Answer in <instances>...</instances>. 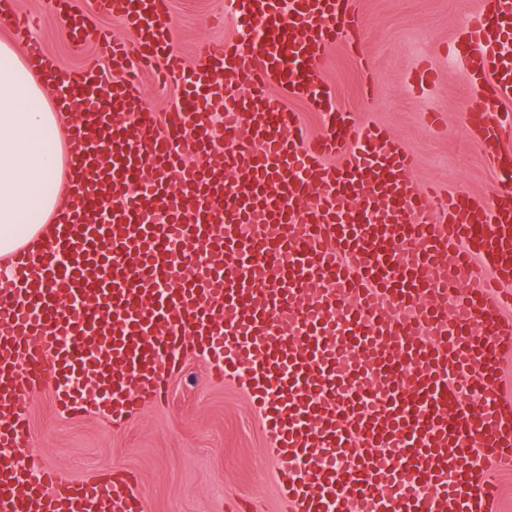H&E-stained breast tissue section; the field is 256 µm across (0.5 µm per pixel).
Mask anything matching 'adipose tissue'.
I'll list each match as a JSON object with an SVG mask.
<instances>
[{
	"instance_id": "obj_1",
	"label": "adipose tissue",
	"mask_w": 512,
	"mask_h": 512,
	"mask_svg": "<svg viewBox=\"0 0 512 512\" xmlns=\"http://www.w3.org/2000/svg\"><path fill=\"white\" fill-rule=\"evenodd\" d=\"M51 84L0 42V284L10 278V254L45 235L65 207L67 123L51 105Z\"/></svg>"
}]
</instances>
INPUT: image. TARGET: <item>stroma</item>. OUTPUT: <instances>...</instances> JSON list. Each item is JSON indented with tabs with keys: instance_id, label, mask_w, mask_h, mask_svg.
I'll return each instance as SVG.
<instances>
[{
	"instance_id": "1",
	"label": "stroma",
	"mask_w": 512,
	"mask_h": 512,
	"mask_svg": "<svg viewBox=\"0 0 512 512\" xmlns=\"http://www.w3.org/2000/svg\"><path fill=\"white\" fill-rule=\"evenodd\" d=\"M86 13V47L74 54L64 17L53 0H19L33 14L32 30L60 66L99 63L96 32H126L117 19L95 17L90 0H74ZM476 0H357L365 60L345 42L328 51L321 72L343 111L376 127L415 156L411 177L418 184L450 185L488 198L496 181L466 128L475 101L463 66L448 50ZM176 19L174 49L194 63L203 41L235 34L231 21L212 24L226 0H170ZM442 75L433 85L417 80L421 63ZM376 82L364 101L367 74ZM31 451L42 464L85 478L103 470L136 475L145 512H283L266 435L242 388L215 378L207 362L189 360L173 381L166 402L146 406L123 430L95 416L67 419L51 392L29 402Z\"/></svg>"
}]
</instances>
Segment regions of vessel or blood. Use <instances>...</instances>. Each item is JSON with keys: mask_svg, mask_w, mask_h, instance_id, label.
<instances>
[{"mask_svg": "<svg viewBox=\"0 0 512 512\" xmlns=\"http://www.w3.org/2000/svg\"><path fill=\"white\" fill-rule=\"evenodd\" d=\"M91 5L128 32H100L103 67L61 68L13 30L67 86L60 107L83 110L73 208L0 288V512H144L133 477L19 464L26 396L48 386L61 415L124 428L190 354L244 381L284 512H496L512 466V0H480L454 41L498 182L487 202L416 186L411 154L319 82L339 39L365 55L353 0H230L236 38L190 66L170 0ZM148 69L178 87L174 111L142 98ZM289 100L321 114L318 133Z\"/></svg>", "mask_w": 512, "mask_h": 512, "instance_id": "vessel-or-blood-1", "label": "vessel or blood"}]
</instances>
